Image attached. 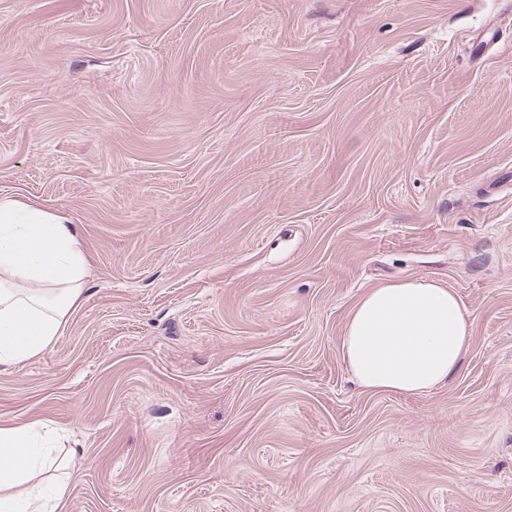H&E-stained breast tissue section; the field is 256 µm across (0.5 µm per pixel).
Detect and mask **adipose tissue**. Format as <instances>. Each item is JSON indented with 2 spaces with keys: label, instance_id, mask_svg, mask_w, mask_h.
<instances>
[{
  "label": "adipose tissue",
  "instance_id": "1",
  "mask_svg": "<svg viewBox=\"0 0 512 512\" xmlns=\"http://www.w3.org/2000/svg\"><path fill=\"white\" fill-rule=\"evenodd\" d=\"M89 257L74 224L0 197V368L44 352L83 302ZM473 324L458 293L421 278L379 286L352 309L342 358L366 392L419 396L461 367ZM45 422L0 425V512H60L68 478Z\"/></svg>",
  "mask_w": 512,
  "mask_h": 512
}]
</instances>
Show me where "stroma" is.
<instances>
[{
	"instance_id": "obj_1",
	"label": "stroma",
	"mask_w": 512,
	"mask_h": 512,
	"mask_svg": "<svg viewBox=\"0 0 512 512\" xmlns=\"http://www.w3.org/2000/svg\"><path fill=\"white\" fill-rule=\"evenodd\" d=\"M88 296L0 370L63 512H512V0H0V196ZM454 288L459 371L361 391L355 304Z\"/></svg>"
}]
</instances>
